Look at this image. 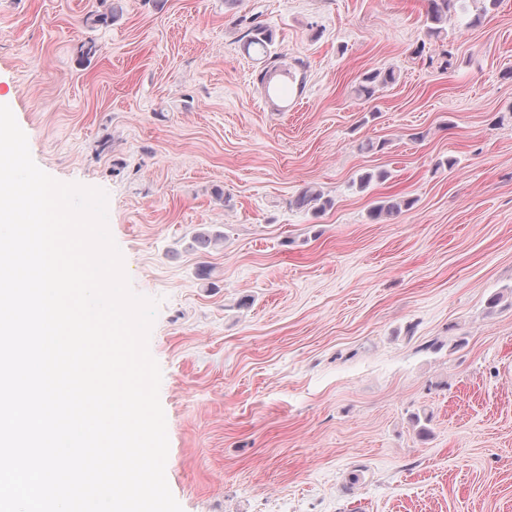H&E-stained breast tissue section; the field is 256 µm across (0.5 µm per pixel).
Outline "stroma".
Instances as JSON below:
<instances>
[{
  "label": "stroma",
  "mask_w": 512,
  "mask_h": 512,
  "mask_svg": "<svg viewBox=\"0 0 512 512\" xmlns=\"http://www.w3.org/2000/svg\"><path fill=\"white\" fill-rule=\"evenodd\" d=\"M481 6L438 43L426 0H0V100L42 170L107 192L159 301L183 512H512V0ZM253 22L307 64L284 99ZM308 185L332 207H291ZM387 198L413 205L371 221ZM396 80L397 75L394 69H375L361 77L355 91L361 99L370 100L378 87L393 84Z\"/></svg>",
  "instance_id": "obj_1"
}]
</instances>
